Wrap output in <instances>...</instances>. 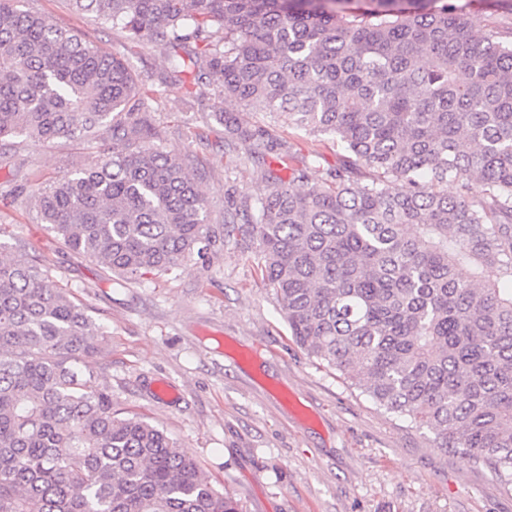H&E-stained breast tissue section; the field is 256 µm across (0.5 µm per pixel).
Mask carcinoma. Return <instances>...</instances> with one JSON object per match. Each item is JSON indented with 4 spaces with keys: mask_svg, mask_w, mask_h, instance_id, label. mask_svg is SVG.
<instances>
[{
    "mask_svg": "<svg viewBox=\"0 0 512 512\" xmlns=\"http://www.w3.org/2000/svg\"><path fill=\"white\" fill-rule=\"evenodd\" d=\"M69 2L156 43L171 84L267 115L215 112L264 184L224 226L255 244L294 341L512 488V25L477 33L449 0ZM20 3L0 0V138L112 132L25 190L41 222L127 279L211 250L191 156L161 146L127 58ZM280 123L343 147L321 183L283 175ZM98 347L85 309L0 242V512H239L164 431L112 411L85 365Z\"/></svg>",
    "mask_w": 512,
    "mask_h": 512,
    "instance_id": "obj_1",
    "label": "carcinoma"
}]
</instances>
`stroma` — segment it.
<instances>
[{
	"mask_svg": "<svg viewBox=\"0 0 512 512\" xmlns=\"http://www.w3.org/2000/svg\"><path fill=\"white\" fill-rule=\"evenodd\" d=\"M23 6L106 50L123 48L119 30L75 12L69 0ZM129 60L166 150L197 157L208 221L222 227L227 192L251 200L263 185L244 150L225 145L212 112L221 106L252 123L265 114L166 84L152 42ZM275 133L288 144L289 167L317 160L314 184L342 153L294 127ZM111 146L107 132L90 144L1 139L0 241L48 267L54 285L100 326V348L86 364L111 391L113 409L164 430L240 512H512V491L490 468L435 447L429 431L386 412L296 346L255 247L240 234L173 273L127 280L71 252L10 191L48 182Z\"/></svg>",
	"mask_w": 512,
	"mask_h": 512,
	"instance_id": "obj_1",
	"label": "stroma"
}]
</instances>
